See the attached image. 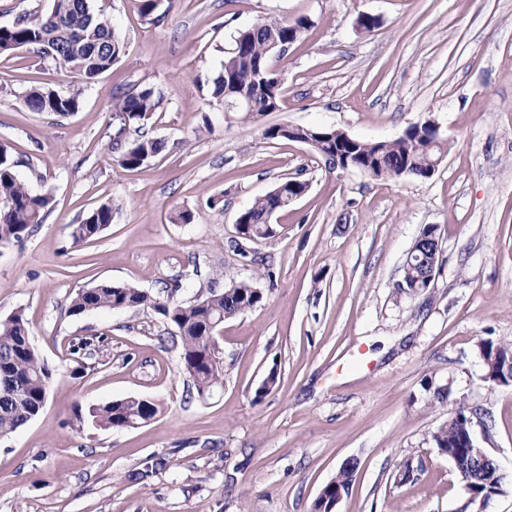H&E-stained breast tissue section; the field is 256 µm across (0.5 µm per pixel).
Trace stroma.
<instances>
[{"instance_id": "stroma-1", "label": "stroma", "mask_w": 512, "mask_h": 512, "mask_svg": "<svg viewBox=\"0 0 512 512\" xmlns=\"http://www.w3.org/2000/svg\"><path fill=\"white\" fill-rule=\"evenodd\" d=\"M91 4L126 44L94 83L23 49L0 55V142L51 199L32 236L0 246V320L23 314L53 371L42 411L0 437V512H313L350 460L336 512H512V387L484 380L480 354L512 344V0H168L157 21L140 0ZM262 17L310 26L275 64L280 110L249 125L212 81ZM131 84L159 97L146 128L165 144L137 169L108 148L112 98ZM35 86L79 93L78 112L28 111ZM428 121L448 151L422 180L332 170L305 144L262 136L288 123L388 140ZM294 176L308 189L275 215L278 234L239 243L240 213ZM112 199L109 228L74 242L73 224ZM185 210L191 223H172ZM427 224L440 231L434 283L398 292ZM180 273L181 300L229 278L264 294L225 321L224 384L205 397H188L153 310L70 311L101 282L166 298ZM82 339L98 354L80 371ZM131 397L156 401L157 416L128 429L77 419ZM461 405L485 410L475 437L504 477L482 509L432 440ZM154 454L166 469L132 480Z\"/></svg>"}]
</instances>
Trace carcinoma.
<instances>
[{
	"instance_id": "obj_1",
	"label": "carcinoma",
	"mask_w": 512,
	"mask_h": 512,
	"mask_svg": "<svg viewBox=\"0 0 512 512\" xmlns=\"http://www.w3.org/2000/svg\"><path fill=\"white\" fill-rule=\"evenodd\" d=\"M309 26V20L298 18L292 23L260 18L238 31L234 46L224 55L222 72L213 80L212 94L224 101L247 98L250 106L236 111L245 123H255L280 107V78L273 62L282 59L273 45L296 42ZM25 48L49 57L65 71L91 83L109 71L125 53L121 35L90 0H52L44 14H29L11 26L0 27V55ZM31 112H53L63 115L79 110V93L61 94L50 88H33L23 99ZM160 100L150 87L132 85L112 101V112L121 120L115 131L112 149L118 153L119 165L137 169L147 164L164 148V142L142 132L144 121L159 107ZM267 140H289L310 145L323 158L340 154L349 167L376 180L427 179L434 163L443 157L447 143L442 134L426 124L408 127L403 134L389 140L347 139L334 128L288 126L275 124L263 131ZM308 188V183L289 177L273 190L257 197L238 217L240 239L269 238L278 233L271 218L287 209ZM50 199L34 194L19 179L16 162L8 146L0 145V245L21 243L43 222ZM115 205L102 203L73 225L77 242L93 240L112 224ZM437 226L422 227L412 243L410 269L406 288L425 285V259L432 249L431 238ZM182 287L174 280L167 299L162 301L133 284L113 285L102 282L80 290L72 299L70 311L84 313L99 309L140 310L150 308L163 317L164 333L179 347L183 372L197 394L204 396L221 385L224 364L215 353L224 320L261 305L263 293L245 281L217 289L193 300L175 298ZM52 370L33 344L27 323L15 314L0 322V435L10 434L36 417L46 403ZM159 412L155 402L127 398L89 409L87 419L100 428L126 429L128 423H147ZM465 431L464 425L450 419L432 435L436 447L456 454L455 444ZM164 457L152 456L142 469L130 475L141 480L165 467Z\"/></svg>"
}]
</instances>
